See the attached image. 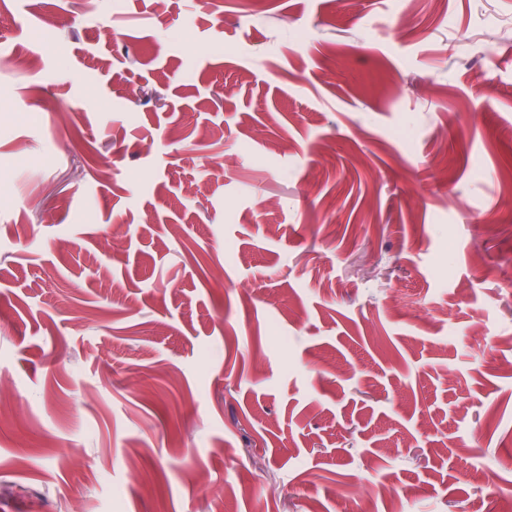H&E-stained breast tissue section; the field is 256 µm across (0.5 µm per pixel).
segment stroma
<instances>
[{
    "mask_svg": "<svg viewBox=\"0 0 512 512\" xmlns=\"http://www.w3.org/2000/svg\"><path fill=\"white\" fill-rule=\"evenodd\" d=\"M362 475L512 482V0H0V512Z\"/></svg>",
    "mask_w": 512,
    "mask_h": 512,
    "instance_id": "1",
    "label": "stroma"
}]
</instances>
